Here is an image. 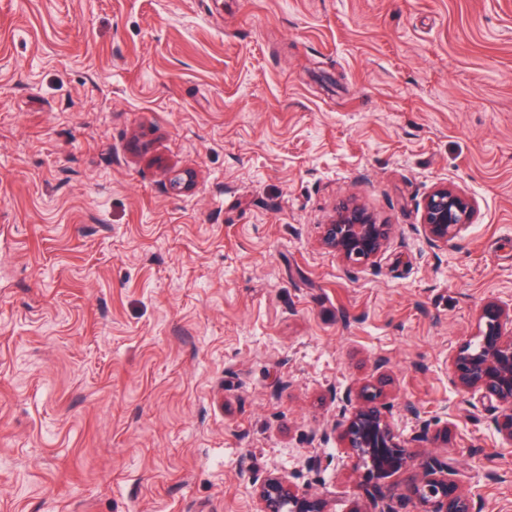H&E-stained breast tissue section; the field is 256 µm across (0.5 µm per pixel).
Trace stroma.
Masks as SVG:
<instances>
[{
    "instance_id": "1",
    "label": "stroma",
    "mask_w": 512,
    "mask_h": 512,
    "mask_svg": "<svg viewBox=\"0 0 512 512\" xmlns=\"http://www.w3.org/2000/svg\"><path fill=\"white\" fill-rule=\"evenodd\" d=\"M442 182L477 216L438 250ZM350 198L396 230L371 267L321 245ZM1 226L0 512H257L273 466L348 512L312 437L381 357L399 432L512 512L448 378L512 295V0H0Z\"/></svg>"
}]
</instances>
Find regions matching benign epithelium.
Returning <instances> with one entry per match:
<instances>
[{"instance_id":"7a95c632","label":"benign epithelium","mask_w":512,"mask_h":512,"mask_svg":"<svg viewBox=\"0 0 512 512\" xmlns=\"http://www.w3.org/2000/svg\"><path fill=\"white\" fill-rule=\"evenodd\" d=\"M473 199L450 183H440L422 202L421 232L426 242L444 248L474 222ZM394 233L363 204L341 203L324 225L322 245L350 265H371L385 251ZM386 362L376 363V377L351 384L337 397L336 418L319 440L331 436L347 449L356 471L366 479H384L394 472L412 473L407 497L419 512H482V501L465 487L451 459L430 455L423 443L430 440L428 422L419 413V431L405 438L392 421L387 401L390 378ZM448 374L463 393H478L503 443L512 446V301L490 300L480 309L473 337L448 354ZM259 512H332L329 500L308 487H300L276 468L251 484ZM398 488L390 483L368 505H353L348 512H399L394 500Z\"/></svg>"}]
</instances>
